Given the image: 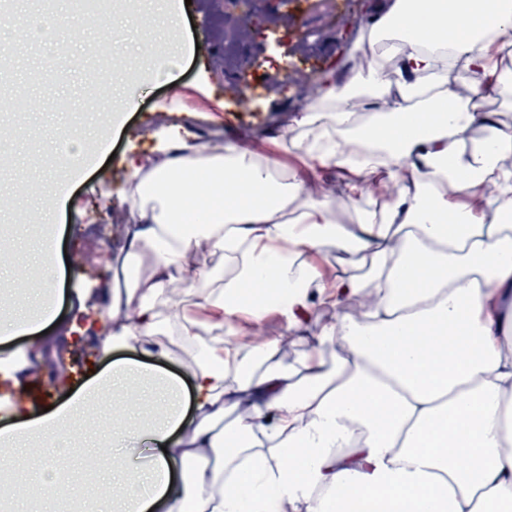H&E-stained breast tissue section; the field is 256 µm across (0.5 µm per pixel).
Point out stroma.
Returning a JSON list of instances; mask_svg holds the SVG:
<instances>
[{
    "instance_id": "35a3bbf8",
    "label": "stroma",
    "mask_w": 512,
    "mask_h": 512,
    "mask_svg": "<svg viewBox=\"0 0 512 512\" xmlns=\"http://www.w3.org/2000/svg\"><path fill=\"white\" fill-rule=\"evenodd\" d=\"M380 0H192L187 12L169 20L164 0H115L100 28L73 22L72 0H0V11L69 17L56 41L30 43L10 24L0 25V97L26 86L38 108L0 113V192L14 197L0 212V266H29L33 280L52 281L57 315L78 326L100 322L106 312L101 290L132 223L123 193L130 161L156 154L157 132L176 130L201 144L241 139L254 153L284 167L298 166L297 150H283L281 138L295 110L320 93L326 78L353 76L362 63L358 50ZM167 26L166 39L153 29L129 32L132 14ZM173 54L166 71H156L137 52L139 41ZM88 152L79 173L58 169L53 159L74 140ZM65 183L62 211L46 230L34 228L36 206L20 185L35 184L52 195ZM55 244L52 262L36 261L41 235ZM129 351L104 352L100 343L71 348L34 345L21 337L0 344V427L21 415L58 408L108 363ZM35 369L25 391L6 375L22 357ZM92 426L64 440L72 495L44 501L41 512H104L101 479L112 459L88 449L91 441H131L135 432L106 412L99 401L85 409Z\"/></svg>"
}]
</instances>
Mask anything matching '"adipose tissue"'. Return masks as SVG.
<instances>
[{
  "label": "adipose tissue",
  "instance_id": "obj_1",
  "mask_svg": "<svg viewBox=\"0 0 512 512\" xmlns=\"http://www.w3.org/2000/svg\"><path fill=\"white\" fill-rule=\"evenodd\" d=\"M511 34L512 0H390L358 72L329 80L283 135L304 173L340 167L336 197L232 141L179 138L134 165L124 201L136 219L106 297L125 322L102 346L144 344L157 363L114 361L63 409L0 429L7 504L34 485L70 496L66 449L34 476L28 441L73 436L107 387L138 420L136 373L169 413L140 428L135 479L102 484L117 512H512V121L487 109L512 85L496 58ZM370 100L382 111L364 113ZM377 177L390 201L363 207ZM353 204L355 224L338 225L337 207ZM204 248L218 265H198ZM330 250L362 253L365 271L324 284L307 258ZM54 291L34 289L0 340L51 323ZM366 295L373 304L325 324L291 367L279 339L246 359L232 334L205 337L243 315L300 337L310 308ZM172 322L195 349L187 394L158 366Z\"/></svg>",
  "mask_w": 512,
  "mask_h": 512
}]
</instances>
